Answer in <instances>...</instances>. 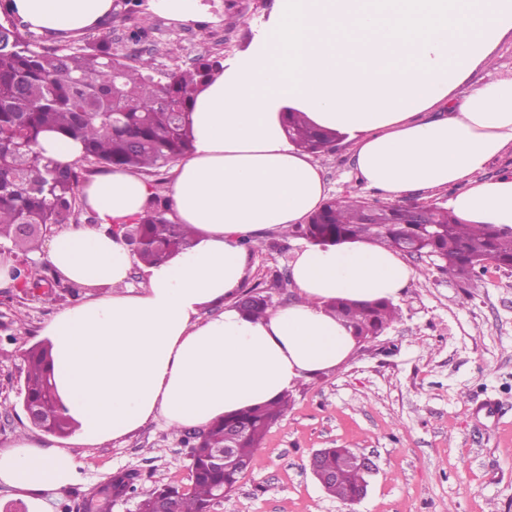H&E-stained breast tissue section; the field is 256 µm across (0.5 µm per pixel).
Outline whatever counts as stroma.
I'll return each instance as SVG.
<instances>
[{"label": "stroma", "mask_w": 512, "mask_h": 512, "mask_svg": "<svg viewBox=\"0 0 512 512\" xmlns=\"http://www.w3.org/2000/svg\"><path fill=\"white\" fill-rule=\"evenodd\" d=\"M273 0H196L195 15L173 18L160 0L116 9L100 28L79 35L39 34L44 48L78 47L109 33L114 53L152 56L157 69L191 66L202 55L232 60L260 34ZM147 35L129 41L134 27ZM327 193L375 200L342 142L316 154ZM302 239L277 229L251 238L244 288L273 308L292 303L290 264ZM400 293L399 319L342 364L291 390L292 404L269 430L252 466L213 512H512V273L488 270L462 283L429 259ZM75 298L56 285L52 297L0 282V448L20 436L67 447L34 428L18 395L24 354L42 341L46 323ZM192 431L150 421L132 434L80 451L79 477L48 491L50 512H84L86 499L113 475L190 482ZM320 448H351L376 471L367 496L350 505L328 496L308 461Z\"/></svg>", "instance_id": "1"}]
</instances>
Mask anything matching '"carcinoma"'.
Wrapping results in <instances>:
<instances>
[{
  "label": "carcinoma",
  "mask_w": 512,
  "mask_h": 512,
  "mask_svg": "<svg viewBox=\"0 0 512 512\" xmlns=\"http://www.w3.org/2000/svg\"><path fill=\"white\" fill-rule=\"evenodd\" d=\"M12 2L0 0V239L10 242L17 257L26 261L43 228L77 220L78 191L87 176L114 167L158 176L192 151L188 103L221 62L200 56L190 68L159 72L148 58L139 57L133 64L120 61L106 34L84 48L40 51L33 46L29 24L14 19ZM287 128L293 143L309 153L326 149L333 139V134L310 126L299 113L290 115ZM50 129L81 140L83 152L76 162L60 165L37 151L39 137ZM366 205L355 197H332L294 231L316 244L357 238L365 228L361 221ZM377 211L383 228L374 242L398 249L404 238L413 237L434 256L443 275L466 280L487 270L491 262L499 270L512 271V229L462 224L446 209L430 226L402 223L400 212L390 205H379ZM168 212L165 202L154 195L137 222L124 228L128 244L145 265L191 246L190 228L170 220ZM12 278L23 281L28 290L47 283L46 277L19 265ZM326 306L352 327L359 344L376 339L398 318L397 308L387 300L360 305L336 299ZM270 308L268 296L253 289L240 311L261 317ZM50 359L47 345L27 350L22 397L38 406L39 429L64 436L71 420L58 403L48 370ZM289 405L286 394L214 423L195 436L190 485L158 482L143 502L160 496L173 504L175 512H209L219 491L237 482L240 472L213 468L206 449L224 447L226 425L234 423L246 430L235 442L237 454L252 462ZM348 452L327 448L318 459L321 469L337 472L336 483L325 492L345 501L366 481L358 465L343 463Z\"/></svg>",
  "instance_id": "1"
}]
</instances>
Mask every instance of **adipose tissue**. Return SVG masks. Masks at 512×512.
I'll list each match as a JSON object with an SVG mask.
<instances>
[{"instance_id": "1", "label": "adipose tissue", "mask_w": 512, "mask_h": 512, "mask_svg": "<svg viewBox=\"0 0 512 512\" xmlns=\"http://www.w3.org/2000/svg\"><path fill=\"white\" fill-rule=\"evenodd\" d=\"M112 6L14 0L38 33L94 29ZM509 32L512 0H274L263 34L189 107L194 148L173 169L169 196L173 220L195 232L192 248L145 266L141 288L128 287L124 227L153 190L117 167L81 190L95 224L49 241L55 273L102 291L44 330L74 444L118 440L157 419L204 429L276 400L355 346L325 301H391L415 277L399 252L360 238L305 242L291 264L295 300L260 318L240 312L247 236L304 223L327 199L318 163L288 137L290 113L342 136L367 189L396 199L449 187L444 206L462 223L512 228V174L483 176L512 149V78L468 83ZM217 304L223 312L200 318ZM76 476L69 449L24 436L0 448V484L27 512H48L44 491Z\"/></svg>"}]
</instances>
